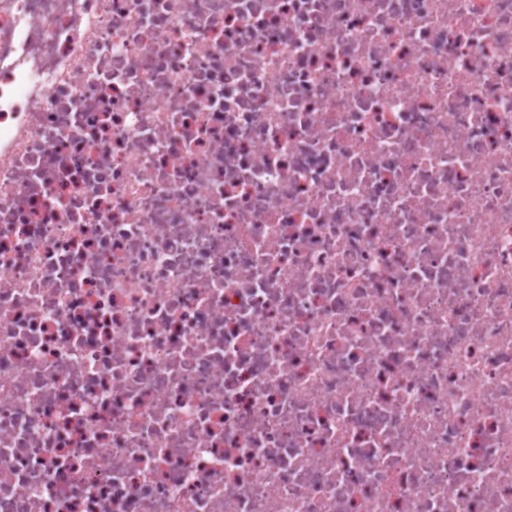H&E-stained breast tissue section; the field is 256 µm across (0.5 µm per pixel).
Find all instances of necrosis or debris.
Wrapping results in <instances>:
<instances>
[{
	"label": "necrosis or debris",
	"mask_w": 512,
	"mask_h": 512,
	"mask_svg": "<svg viewBox=\"0 0 512 512\" xmlns=\"http://www.w3.org/2000/svg\"><path fill=\"white\" fill-rule=\"evenodd\" d=\"M0 512H512V0H0Z\"/></svg>",
	"instance_id": "obj_1"
}]
</instances>
